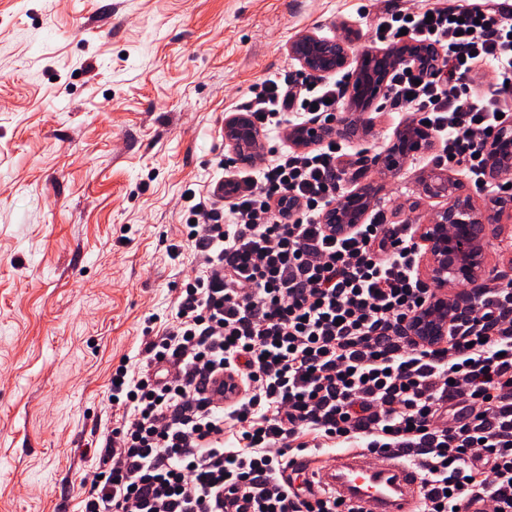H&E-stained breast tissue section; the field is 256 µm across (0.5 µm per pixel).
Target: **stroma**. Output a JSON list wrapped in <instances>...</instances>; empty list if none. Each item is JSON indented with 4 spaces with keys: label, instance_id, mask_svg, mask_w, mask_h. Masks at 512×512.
I'll use <instances>...</instances> for the list:
<instances>
[{
    "label": "stroma",
    "instance_id": "35a3bbf8",
    "mask_svg": "<svg viewBox=\"0 0 512 512\" xmlns=\"http://www.w3.org/2000/svg\"><path fill=\"white\" fill-rule=\"evenodd\" d=\"M360 0H0V512H78L113 427L112 372L137 361L196 261L186 196L224 163V118L300 66L306 32L373 46ZM347 162L409 117L375 102ZM429 153L369 169L373 207L426 223ZM178 245L172 256L170 245Z\"/></svg>",
    "mask_w": 512,
    "mask_h": 512
}]
</instances>
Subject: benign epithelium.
I'll return each instance as SVG.
<instances>
[{
    "label": "benign epithelium",
    "instance_id": "benign-epithelium-1",
    "mask_svg": "<svg viewBox=\"0 0 512 512\" xmlns=\"http://www.w3.org/2000/svg\"><path fill=\"white\" fill-rule=\"evenodd\" d=\"M288 53L303 70L329 76L350 69L348 89L351 101L384 98L388 86L385 75L403 61L411 60L422 69L436 66L437 51L426 44L407 43L389 49H365L353 60L340 39H328L314 32L298 36L288 45ZM349 130L347 122H322L318 119L290 128L289 139L297 147L315 144L336 133ZM224 142L229 146L233 163L252 165L260 155V131L244 112L224 118ZM433 145V134L424 126H412L397 133L396 142L370 159V164L394 172L407 155L426 151ZM483 148L489 157L488 174L494 178L512 171V123L499 127ZM458 183L447 173L428 177L422 190L433 198H445L448 205L419 227V241L424 247L425 276L433 295L418 314L409 321L407 334L425 345H435L448 334L449 326L458 320V304L448 293L450 285H466L472 293L484 289V257L502 227L512 223V212L503 208L485 215L472 200L456 194ZM372 206V197L364 188L347 192L330 204L323 223L334 226L338 234L361 223Z\"/></svg>",
    "mask_w": 512,
    "mask_h": 512
}]
</instances>
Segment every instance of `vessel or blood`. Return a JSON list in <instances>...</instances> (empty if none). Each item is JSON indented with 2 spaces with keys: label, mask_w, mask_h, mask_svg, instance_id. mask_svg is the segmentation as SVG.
<instances>
[{
  "label": "vessel or blood",
  "mask_w": 512,
  "mask_h": 512,
  "mask_svg": "<svg viewBox=\"0 0 512 512\" xmlns=\"http://www.w3.org/2000/svg\"><path fill=\"white\" fill-rule=\"evenodd\" d=\"M294 469L325 488L341 492L358 512H419L421 476L400 457L370 465L358 451L341 453L324 469L314 461L295 459Z\"/></svg>",
  "instance_id": "1"
}]
</instances>
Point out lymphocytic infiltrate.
I'll return each mask as SVG.
<instances>
[{
    "mask_svg": "<svg viewBox=\"0 0 512 512\" xmlns=\"http://www.w3.org/2000/svg\"><path fill=\"white\" fill-rule=\"evenodd\" d=\"M375 25L378 42L441 49L438 70L391 71V106L437 135L435 164L486 186L482 143L512 99V0L396 8ZM481 67L490 89H465ZM347 92L342 77L286 75L253 88L249 112L275 130L335 115ZM268 152L256 178L188 208L197 268L137 365L112 374V441L94 452L79 512H224L229 499L338 512L341 496L308 497V479L287 473L293 456L329 448L414 463L422 512H512V280L443 343H418L403 326L432 291L414 228L378 211L336 235L321 221L344 174L333 141Z\"/></svg>",
    "mask_w": 512,
    "mask_h": 512,
    "instance_id": "obj_1",
    "label": "lymphocytic infiltrate"
}]
</instances>
